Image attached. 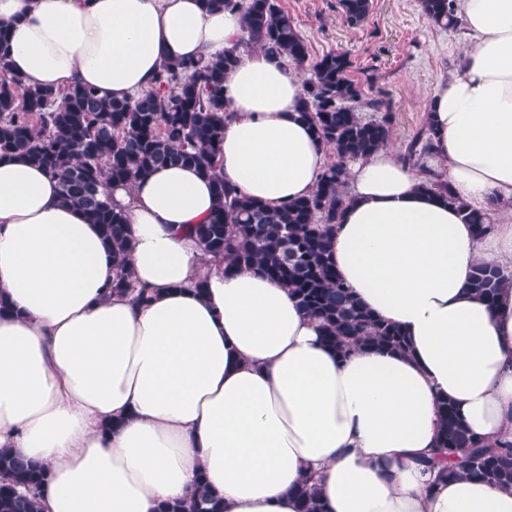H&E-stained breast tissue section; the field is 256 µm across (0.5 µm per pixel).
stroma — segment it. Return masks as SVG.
Here are the masks:
<instances>
[{"instance_id": "1", "label": "stroma", "mask_w": 512, "mask_h": 512, "mask_svg": "<svg viewBox=\"0 0 512 512\" xmlns=\"http://www.w3.org/2000/svg\"><path fill=\"white\" fill-rule=\"evenodd\" d=\"M308 45L311 58L350 53L352 77L365 97L383 101L391 116L390 144L404 153L426 120L424 102L460 66L473 44L464 27L432 25L419 0H372L368 20L353 28L339 0H281Z\"/></svg>"}]
</instances>
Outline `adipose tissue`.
Returning a JSON list of instances; mask_svg holds the SVG:
<instances>
[{
  "mask_svg": "<svg viewBox=\"0 0 512 512\" xmlns=\"http://www.w3.org/2000/svg\"><path fill=\"white\" fill-rule=\"evenodd\" d=\"M457 6L474 44L425 104L434 155L454 195L498 202L499 219L475 239L387 146L349 165L332 237L337 276L410 355L339 358L287 289L225 272L189 232L214 211L195 168L103 186L130 229L131 288L116 291L98 225L44 169L0 159V447L43 467L42 512H156L202 475L225 512H298L310 472L328 512H512V489L435 485L421 465L445 398L477 435L512 442V290L493 307L469 293L478 262L512 271V0ZM0 25L22 85L109 99L242 33L201 0H0ZM304 94L280 60L243 55L224 83L225 181L276 205L315 191L331 150L299 117Z\"/></svg>",
  "mask_w": 512,
  "mask_h": 512,
  "instance_id": "adipose-tissue-1",
  "label": "adipose tissue"
}]
</instances>
